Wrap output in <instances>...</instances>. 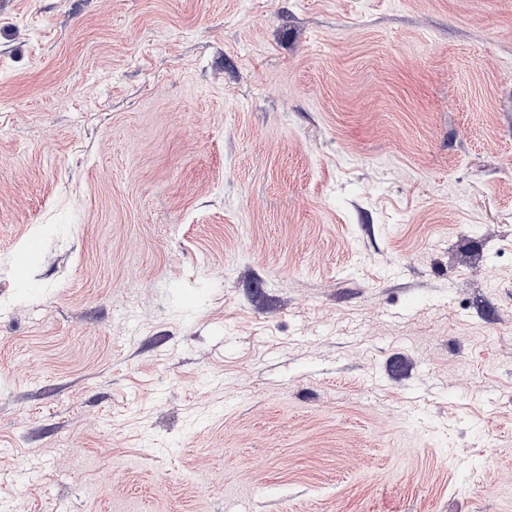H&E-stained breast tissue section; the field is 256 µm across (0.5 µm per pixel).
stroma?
<instances>
[{
  "label": "stroma",
  "mask_w": 512,
  "mask_h": 512,
  "mask_svg": "<svg viewBox=\"0 0 512 512\" xmlns=\"http://www.w3.org/2000/svg\"><path fill=\"white\" fill-rule=\"evenodd\" d=\"M0 512H512V0H0Z\"/></svg>",
  "instance_id": "1"
}]
</instances>
